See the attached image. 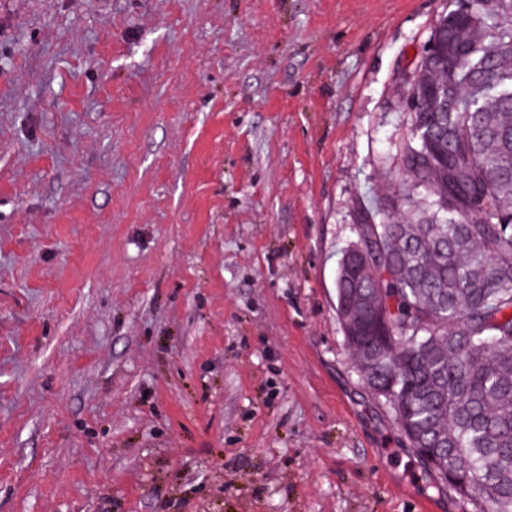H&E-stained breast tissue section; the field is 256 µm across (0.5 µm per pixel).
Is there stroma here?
Here are the masks:
<instances>
[{"label":"stroma","mask_w":512,"mask_h":512,"mask_svg":"<svg viewBox=\"0 0 512 512\" xmlns=\"http://www.w3.org/2000/svg\"><path fill=\"white\" fill-rule=\"evenodd\" d=\"M448 0H0V512H464L336 311Z\"/></svg>","instance_id":"1"}]
</instances>
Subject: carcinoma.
<instances>
[{"label":"carcinoma","mask_w":512,"mask_h":512,"mask_svg":"<svg viewBox=\"0 0 512 512\" xmlns=\"http://www.w3.org/2000/svg\"><path fill=\"white\" fill-rule=\"evenodd\" d=\"M453 13L407 88L403 191L354 225L336 308L420 460L512 512V0Z\"/></svg>","instance_id":"carcinoma-1"}]
</instances>
